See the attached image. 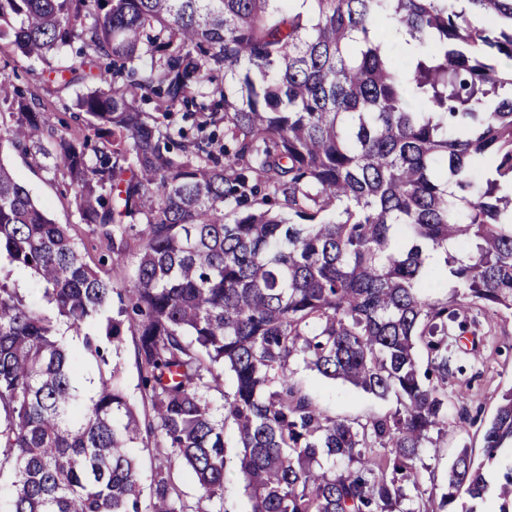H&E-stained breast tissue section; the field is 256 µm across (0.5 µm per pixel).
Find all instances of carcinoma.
Returning a JSON list of instances; mask_svg holds the SVG:
<instances>
[{
  "label": "carcinoma",
  "instance_id": "1",
  "mask_svg": "<svg viewBox=\"0 0 512 512\" xmlns=\"http://www.w3.org/2000/svg\"><path fill=\"white\" fill-rule=\"evenodd\" d=\"M295 2L0 0V41L41 60L47 92L81 88L98 139L57 128L39 90L1 76L0 145L70 176L101 257L120 267L138 242L136 288L105 338L135 336L154 418L141 429L114 371L85 389L83 359L108 365L86 328L114 282L0 163V259L51 306L0 281L11 512H184L175 467L224 512L227 421L251 512H399L404 483L418 486L467 371L455 330L512 315V0ZM180 109L199 115L190 139L170 121ZM450 239L467 260L445 257L459 286L434 299L425 252ZM300 364L396 411L337 416ZM144 432L168 457L147 498L128 452ZM509 444L512 389L485 462L462 449L440 501L404 512H482L489 495L512 512V465L497 470ZM0 280L5 281L11 288H17L25 299L37 306L47 309L43 299V290L37 277L30 270L16 268L6 260L0 262Z\"/></svg>",
  "mask_w": 512,
  "mask_h": 512
}]
</instances>
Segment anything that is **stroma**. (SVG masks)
Wrapping results in <instances>:
<instances>
[{"label": "stroma", "instance_id": "35a3bbf8", "mask_svg": "<svg viewBox=\"0 0 512 512\" xmlns=\"http://www.w3.org/2000/svg\"><path fill=\"white\" fill-rule=\"evenodd\" d=\"M0 75L9 77L20 90L44 87L47 74L40 60L26 57L7 49H0ZM0 163L13 178L26 186L36 202L44 206L51 219L58 224H68L79 248L88 254L90 261H98L99 253L93 250L92 236L87 225L82 224L71 203L73 189L68 177L52 176L33 166L29 159L11 147L0 148ZM512 339V317L503 316L495 321L479 320L460 340L464 349H473L486 363L481 366L482 376L473 382L467 395V405L479 412L477 422L462 421L458 415L456 399L448 401V427L432 434L421 450L419 490L423 496L440 499L446 490L448 468L460 448H469L474 459H481L484 447V425L491 420L503 392L512 388V350L496 355L491 351L496 342ZM133 338L124 334L119 354L110 356L116 365L120 382L132 404L141 425H148L153 413L140 386L138 369L132 356ZM297 377L309 393L331 412L346 417H368L394 412L395 398L381 399L364 393L342 381H326L315 372L298 368Z\"/></svg>", "mask_w": 512, "mask_h": 512}]
</instances>
